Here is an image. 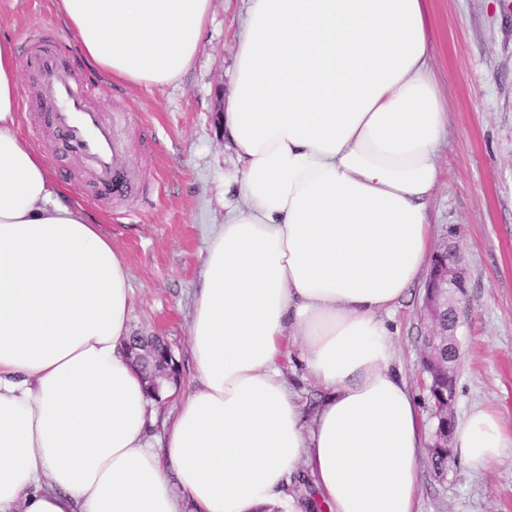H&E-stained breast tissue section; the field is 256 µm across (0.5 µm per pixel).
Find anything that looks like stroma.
I'll return each mask as SVG.
<instances>
[{
  "mask_svg": "<svg viewBox=\"0 0 512 512\" xmlns=\"http://www.w3.org/2000/svg\"><path fill=\"white\" fill-rule=\"evenodd\" d=\"M246 0H211L202 49L174 84L129 88L87 60L76 37L51 11V0H0V35L18 49L42 37L72 51L79 71L97 81L93 104L122 115L121 134L145 201L99 204L72 186L82 179L71 160L62 189L124 253L133 289L131 331L159 333L169 343L181 383L194 372L189 326L199 269L214 225L224 221V179L234 169L215 112L232 92V67ZM428 38L432 68L448 101L442 176L430 201L436 238L458 242L468 271L458 333L456 416L489 405L512 429V0H432ZM416 284L388 317L396 358L419 402L424 432L432 403L422 385ZM285 379L313 414L322 392L298 347L280 363ZM418 512H512V452L487 470L454 463L444 476L421 468Z\"/></svg>",
  "mask_w": 512,
  "mask_h": 512,
  "instance_id": "35a3bbf8",
  "label": "stroma"
}]
</instances>
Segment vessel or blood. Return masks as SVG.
<instances>
[{"mask_svg": "<svg viewBox=\"0 0 512 512\" xmlns=\"http://www.w3.org/2000/svg\"><path fill=\"white\" fill-rule=\"evenodd\" d=\"M41 104L39 121L58 145L57 165L72 158L84 165L88 194L93 201L135 199L142 189L131 173L132 161L120 133V113L90 104V81L79 78L65 54L44 39L25 55Z\"/></svg>", "mask_w": 512, "mask_h": 512, "instance_id": "1", "label": "vessel or blood"}]
</instances>
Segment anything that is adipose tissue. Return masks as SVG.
<instances>
[{"instance_id": "1", "label": "adipose tissue", "mask_w": 512, "mask_h": 512, "mask_svg": "<svg viewBox=\"0 0 512 512\" xmlns=\"http://www.w3.org/2000/svg\"><path fill=\"white\" fill-rule=\"evenodd\" d=\"M125 84L176 83L211 0H52ZM431 0H247L224 144L236 199L212 231L192 381L157 402L125 348L124 255L67 201L20 121L0 37V512H269L298 468L324 512H416L424 432L385 318L431 262L448 102ZM298 343L311 418L279 362ZM512 449L497 409L453 427L474 471Z\"/></svg>"}]
</instances>
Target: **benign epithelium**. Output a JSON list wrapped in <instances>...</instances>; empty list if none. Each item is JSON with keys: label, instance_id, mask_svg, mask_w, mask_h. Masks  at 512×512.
I'll return each instance as SVG.
<instances>
[{"label": "benign epithelium", "instance_id": "1", "mask_svg": "<svg viewBox=\"0 0 512 512\" xmlns=\"http://www.w3.org/2000/svg\"><path fill=\"white\" fill-rule=\"evenodd\" d=\"M467 283L468 272L459 248L446 240L439 242L431 258L420 313L427 328L422 367L430 376L427 389L436 419L427 448L430 453L436 449L450 450L455 369L460 357L457 330ZM127 348L139 367L146 368L154 388H159L164 380H177L171 350H161L154 337L133 335L127 340Z\"/></svg>", "mask_w": 512, "mask_h": 512}]
</instances>
